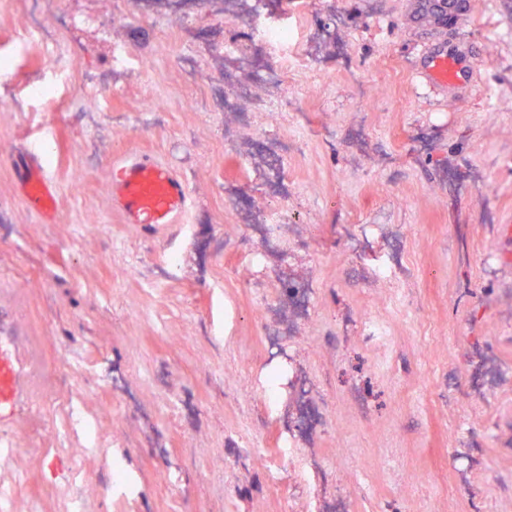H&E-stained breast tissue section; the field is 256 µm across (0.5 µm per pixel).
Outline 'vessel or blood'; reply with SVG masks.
I'll return each instance as SVG.
<instances>
[{
	"mask_svg": "<svg viewBox=\"0 0 512 512\" xmlns=\"http://www.w3.org/2000/svg\"><path fill=\"white\" fill-rule=\"evenodd\" d=\"M418 85L431 94L466 97L476 83L472 49L435 29L421 47L415 66ZM19 195L28 209L50 223L56 218V185L36 156L13 167ZM112 209L126 224H176L193 201L185 180L154 153L137 150L113 163L109 172ZM22 362L8 348L0 349V426L16 420L24 402L19 384Z\"/></svg>",
	"mask_w": 512,
	"mask_h": 512,
	"instance_id": "1",
	"label": "vessel or blood"
}]
</instances>
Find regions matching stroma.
Returning a JSON list of instances; mask_svg holds the SVG:
<instances>
[{
  "instance_id": "stroma-1",
  "label": "stroma",
  "mask_w": 512,
  "mask_h": 512,
  "mask_svg": "<svg viewBox=\"0 0 512 512\" xmlns=\"http://www.w3.org/2000/svg\"><path fill=\"white\" fill-rule=\"evenodd\" d=\"M476 2L453 36L479 81L451 100L415 83L411 0H264L326 65L289 88L300 116L245 124L224 95L274 90L248 42V70L215 54L239 23L222 0H198L190 27L128 0H0V51L34 19L72 51L75 95L38 98L54 73L34 49L0 76V336L42 355L22 377L32 401L60 353L82 350L105 443L85 456L88 512H512V241L498 235L512 225V0ZM118 46L140 71L113 74ZM298 119L307 145L281 159ZM44 139L51 223L12 178ZM136 149L183 175L188 223L113 211L109 168ZM277 203L281 247L253 228ZM173 256L174 277L147 287ZM377 261L392 278H373ZM374 316L386 339L364 336ZM45 420L37 434L23 413L9 432L17 512L68 510L47 460L85 442L55 440L63 405ZM33 437L44 459L24 454Z\"/></svg>"
}]
</instances>
